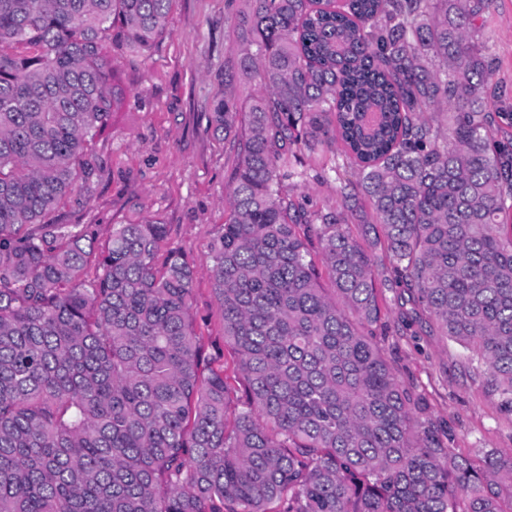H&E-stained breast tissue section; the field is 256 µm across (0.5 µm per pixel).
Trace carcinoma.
<instances>
[{
  "mask_svg": "<svg viewBox=\"0 0 512 512\" xmlns=\"http://www.w3.org/2000/svg\"><path fill=\"white\" fill-rule=\"evenodd\" d=\"M232 13L247 104L209 276L238 397L193 323L194 263L155 220L45 217L82 187L118 91L105 42L150 52L173 0H0V512H506L512 456L480 466L420 419L377 340L383 271L512 411V148H491V0H250ZM353 168L340 203L301 152ZM95 275L88 277L89 266ZM339 185V181L335 180V175L328 181L320 182L317 180H310L306 184L299 185L295 190V195L299 198L308 201L309 204L315 207H322L325 205H336V186Z\"/></svg>",
  "mask_w": 512,
  "mask_h": 512,
  "instance_id": "cac0c4a2",
  "label": "carcinoma"
}]
</instances>
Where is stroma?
Here are the masks:
<instances>
[{"mask_svg":"<svg viewBox=\"0 0 512 512\" xmlns=\"http://www.w3.org/2000/svg\"><path fill=\"white\" fill-rule=\"evenodd\" d=\"M227 0H175L167 34L148 56L111 49L107 58L124 96L91 145L93 170L82 190L51 214L56 224L90 227L104 247L116 224L153 218L166 224L169 246L197 268L194 318L205 353L218 358L235 390H242L237 357L224 341V319L209 279L210 243L224 222L231 144L214 129L224 98V66L237 61V34L225 18ZM496 67L501 133L512 134V0H492L482 31ZM380 298L390 326L381 342L404 384L427 404L426 417L469 460L487 451L512 455V413L469 377L462 349L426 331L412 305L383 284Z\"/></svg>","mask_w":512,"mask_h":512,"instance_id":"obj_1","label":"stroma"}]
</instances>
